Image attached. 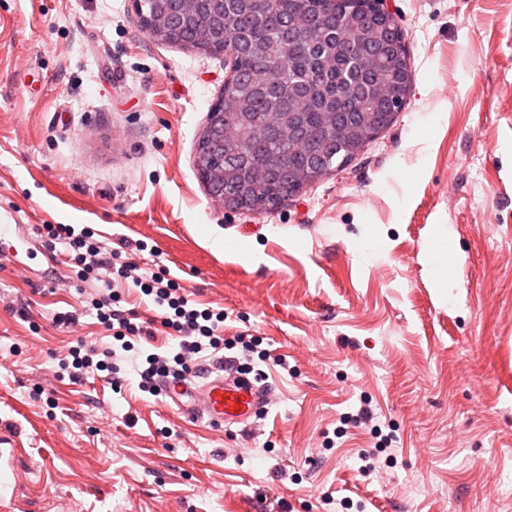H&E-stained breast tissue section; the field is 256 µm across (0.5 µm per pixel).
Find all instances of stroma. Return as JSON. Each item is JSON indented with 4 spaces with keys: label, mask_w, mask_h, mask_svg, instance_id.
Returning a JSON list of instances; mask_svg holds the SVG:
<instances>
[{
    "label": "stroma",
    "mask_w": 512,
    "mask_h": 512,
    "mask_svg": "<svg viewBox=\"0 0 512 512\" xmlns=\"http://www.w3.org/2000/svg\"><path fill=\"white\" fill-rule=\"evenodd\" d=\"M411 91L345 168L270 211L209 196L197 151L224 55L143 32L131 0H0V214L141 240L281 356L266 413L222 427L125 384L53 379L104 348L65 264L0 261V426L20 432L17 512H512V0H388ZM449 233L447 287L431 249ZM230 242L229 250L214 240ZM374 249H367V242ZM373 411L398 443L360 476Z\"/></svg>",
    "instance_id": "obj_1"
}]
</instances>
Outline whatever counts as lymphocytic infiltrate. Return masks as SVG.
I'll use <instances>...</instances> for the list:
<instances>
[{
	"label": "lymphocytic infiltrate",
	"mask_w": 512,
	"mask_h": 512,
	"mask_svg": "<svg viewBox=\"0 0 512 512\" xmlns=\"http://www.w3.org/2000/svg\"><path fill=\"white\" fill-rule=\"evenodd\" d=\"M39 235L48 249L56 245L66 247L70 261L77 266L80 281L101 280L95 296L88 302L96 318L111 331L114 343L99 350L85 343L69 348L66 356L57 362V378H69L79 383L84 378L107 373L111 386H118L121 362L137 367L140 391L153 394L156 381L162 377L192 374L193 356L207 352L211 356L226 348L223 310L199 308L195 300L185 294L177 278L156 273L151 277L136 274L130 262H118L115 252L107 250L94 237L91 228H76L72 224H44ZM129 280L137 287L141 303L154 309V320L148 321L137 312L116 309L117 296L112 290L113 280ZM163 327L171 341L166 350L147 355L135 348L134 338H153L156 327Z\"/></svg>",
	"instance_id": "1"
}]
</instances>
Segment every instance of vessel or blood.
Returning <instances> with one entry per match:
<instances>
[{
  "mask_svg": "<svg viewBox=\"0 0 512 512\" xmlns=\"http://www.w3.org/2000/svg\"><path fill=\"white\" fill-rule=\"evenodd\" d=\"M34 240L24 224H0V249L32 251ZM173 401L185 415L214 423L242 422L260 413L266 405L263 386L249 379L230 382L216 379L203 387L185 381L175 387ZM21 450L18 435L9 429L0 430V507H8L15 494L17 474L13 460Z\"/></svg>",
  "mask_w": 512,
  "mask_h": 512,
  "instance_id": "vessel-or-blood-1",
  "label": "vessel or blood"
}]
</instances>
